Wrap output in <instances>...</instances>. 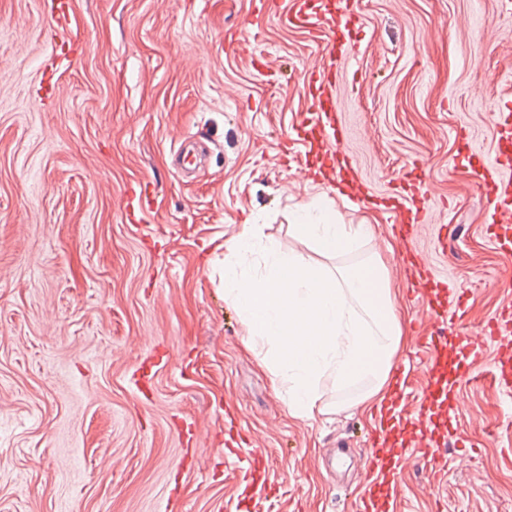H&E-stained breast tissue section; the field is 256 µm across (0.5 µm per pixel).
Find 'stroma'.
<instances>
[{"label":"stroma","mask_w":512,"mask_h":512,"mask_svg":"<svg viewBox=\"0 0 512 512\" xmlns=\"http://www.w3.org/2000/svg\"><path fill=\"white\" fill-rule=\"evenodd\" d=\"M296 0H0V512H354L374 407L289 414L224 299L226 243L250 222L266 243L310 255L288 226L322 196L370 236L403 330L392 374L404 415L428 382L416 339L429 326L403 258L467 289L450 348L505 304L512 253L487 231L468 149L495 148L494 107L512 98V11L501 0H354L357 43L336 98L347 150L375 197L305 181L296 130L304 83L328 66L317 35L288 25ZM423 181L432 205L403 240L383 210ZM146 183L136 222L122 197ZM499 347L457 385L452 435L395 481L394 512H512V397ZM265 453L271 491L248 500L245 450Z\"/></svg>","instance_id":"35a3bbf8"}]
</instances>
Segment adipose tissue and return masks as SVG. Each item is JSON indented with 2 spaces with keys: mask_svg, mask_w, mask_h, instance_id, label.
Returning a JSON list of instances; mask_svg holds the SVG:
<instances>
[{
  "mask_svg": "<svg viewBox=\"0 0 512 512\" xmlns=\"http://www.w3.org/2000/svg\"><path fill=\"white\" fill-rule=\"evenodd\" d=\"M289 235L308 241L314 253L327 259L351 254L358 243L369 237L366 224H343L337 212L318 203L301 209L288 227Z\"/></svg>",
  "mask_w": 512,
  "mask_h": 512,
  "instance_id": "adipose-tissue-1",
  "label": "adipose tissue"
}]
</instances>
